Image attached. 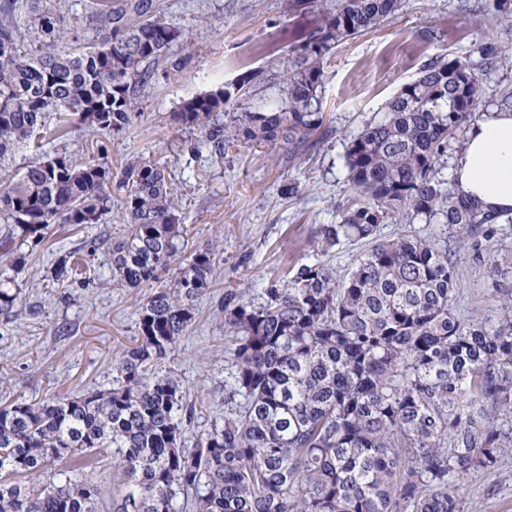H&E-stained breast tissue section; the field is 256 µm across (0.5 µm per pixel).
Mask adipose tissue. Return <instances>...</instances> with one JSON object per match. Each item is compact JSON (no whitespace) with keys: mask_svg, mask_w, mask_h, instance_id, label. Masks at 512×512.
<instances>
[{"mask_svg":"<svg viewBox=\"0 0 512 512\" xmlns=\"http://www.w3.org/2000/svg\"><path fill=\"white\" fill-rule=\"evenodd\" d=\"M454 173L458 192L483 210L512 213V112L494 110L470 126Z\"/></svg>","mask_w":512,"mask_h":512,"instance_id":"ef3b65f1","label":"adipose tissue"}]
</instances>
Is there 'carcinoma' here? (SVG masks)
<instances>
[{"instance_id": "cac0c4a2", "label": "carcinoma", "mask_w": 512, "mask_h": 512, "mask_svg": "<svg viewBox=\"0 0 512 512\" xmlns=\"http://www.w3.org/2000/svg\"><path fill=\"white\" fill-rule=\"evenodd\" d=\"M402 0H336L322 25L293 47L280 98L221 113L234 89L196 95L173 113L197 128L212 155L267 145L297 161L324 124V65L340 43L381 27ZM82 40L51 0H0V154L50 135L48 112L76 116L103 132L126 129L151 84L153 64L186 35L161 18L158 0H92ZM483 85L467 59L437 57L402 85L380 118L345 134L352 202L315 238L321 259L300 263L283 287L255 305L224 292V358L234 387L224 424L188 452L179 446L186 404L175 378L158 368L189 331L196 303L213 286L217 254L184 253L174 187L159 159L117 171L58 155L0 178V213L13 227L0 251L14 276L0 287V314L19 316L26 266L14 244L41 245L53 224H97L124 193V233L93 237L79 251L104 253L112 282L149 288L139 307L136 346L115 365L106 390L0 406V512H460L458 489L512 452V262L490 263L496 322L463 318L448 242L402 234L378 240L380 225L418 217L447 224L478 251L497 218L479 211L440 176L448 147L482 117ZM361 241L357 266L339 276L323 258L341 241ZM76 253L59 256L52 280L72 284ZM176 267L170 286L163 273ZM242 401H236V397ZM119 449L121 501L67 473L44 481L52 460L96 459Z\"/></svg>"}]
</instances>
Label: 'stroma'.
Returning a JSON list of instances; mask_svg holds the SVG:
<instances>
[{
    "label": "stroma",
    "mask_w": 512,
    "mask_h": 512,
    "mask_svg": "<svg viewBox=\"0 0 512 512\" xmlns=\"http://www.w3.org/2000/svg\"><path fill=\"white\" fill-rule=\"evenodd\" d=\"M488 0H403L402 7L378 30L339 44L324 66V119L330 131L305 160L290 162L284 150L264 145L231 147L223 159L206 148L176 151L184 133L170 115L195 95L257 75L255 93L235 98L245 108L274 102L299 38L322 25L321 0L295 7L294 0H160L161 16L189 34L173 48L180 63L155 66L141 110L119 133L72 123L40 149L14 148L0 158V174H22L33 162L60 154L86 156L97 149L112 167L143 156L166 161L177 187V213L187 227V245H206L219 256L213 286L201 297L189 332L162 361L199 408L183 434L184 448L224 418L230 389L225 367L224 320L218 304L226 290L265 300L271 282L286 278L289 266L313 263L312 247L320 225L336 221V206L349 197L344 132L378 116L403 84L414 80L431 58L465 56L492 42L506 52L485 77L484 109L512 90V17L489 22ZM295 184L296 194L283 188ZM121 193H113L106 221L72 230L51 225L46 241L27 257L17 283L31 305L18 318H0V402H37L46 396H76L111 387L112 357L134 346L138 302L144 289L115 288L107 255L85 258L72 286L53 284L56 257L77 250L85 238L123 231ZM489 250L454 248L458 269L456 307L461 313L481 308L496 317L491 296L489 254L512 250V223L499 220ZM463 512H512V454L497 469L478 473L459 490Z\"/></svg>",
    "instance_id": "1"
}]
</instances>
